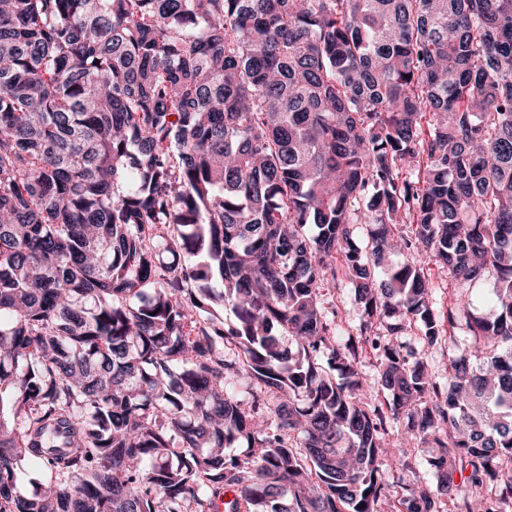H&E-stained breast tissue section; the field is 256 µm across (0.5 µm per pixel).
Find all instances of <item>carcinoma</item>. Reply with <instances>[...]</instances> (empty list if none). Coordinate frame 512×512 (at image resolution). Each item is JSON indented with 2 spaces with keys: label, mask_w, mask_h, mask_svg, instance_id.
<instances>
[{
  "label": "carcinoma",
  "mask_w": 512,
  "mask_h": 512,
  "mask_svg": "<svg viewBox=\"0 0 512 512\" xmlns=\"http://www.w3.org/2000/svg\"><path fill=\"white\" fill-rule=\"evenodd\" d=\"M389 416L512 512V0H0V512H378ZM414 262L427 270L433 288L435 306L440 312L445 311L448 304V293L457 288L450 278L448 270L430 261L428 257L421 255H416ZM495 280L496 274L490 270L483 280L471 285L469 290H464L473 303L474 311L479 313L488 311ZM319 293L329 311L332 308L336 310V326L344 333L341 338H345L347 332L354 334V329L360 322L362 305L356 299L353 287L344 280L336 283V288L331 284L323 285Z\"/></svg>",
  "instance_id": "1"
}]
</instances>
